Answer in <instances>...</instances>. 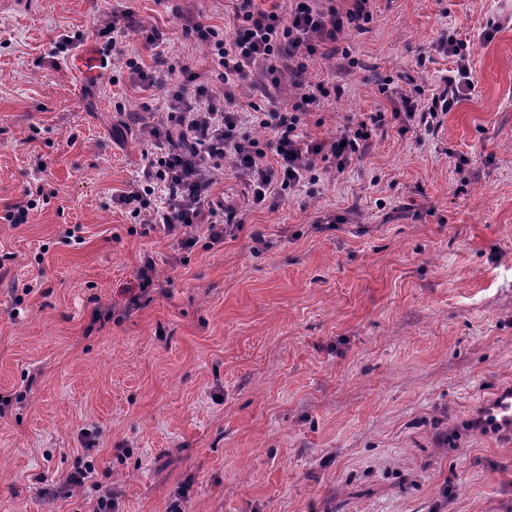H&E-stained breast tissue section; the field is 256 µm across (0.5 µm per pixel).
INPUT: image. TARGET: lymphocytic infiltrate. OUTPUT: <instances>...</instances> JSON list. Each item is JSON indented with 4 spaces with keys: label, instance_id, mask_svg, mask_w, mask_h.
<instances>
[{
    "label": "lymphocytic infiltrate",
    "instance_id": "f902f5d3",
    "mask_svg": "<svg viewBox=\"0 0 512 512\" xmlns=\"http://www.w3.org/2000/svg\"><path fill=\"white\" fill-rule=\"evenodd\" d=\"M232 2L222 27L206 23L202 13L172 10L182 36L197 41L210 60L201 71L169 64L157 48L172 34L156 26L140 28L154 50L151 61L129 54L126 34L138 28L130 8L113 7L97 30L104 52L125 65L141 90L167 89L163 120H147L152 106L145 101L133 115L145 145L143 163L131 188L114 202L175 241L180 251L203 237L222 243L241 230L239 212L214 192L225 167L245 179L257 207L270 196L316 184L327 173L344 172L385 121L377 112L320 139L304 129L306 116L320 111L332 94L323 82L308 80L312 60L336 56L351 31L365 30L373 0H352L345 10L336 0H277L267 9L256 0ZM437 49L452 62L446 85L437 93L418 84L400 93L393 116L401 120L402 132L433 130L441 115L476 88L467 40L446 31ZM249 77L265 88L295 87L296 93L285 108L253 102L241 109L242 84ZM257 128L270 130V137H253Z\"/></svg>",
    "mask_w": 512,
    "mask_h": 512
}]
</instances>
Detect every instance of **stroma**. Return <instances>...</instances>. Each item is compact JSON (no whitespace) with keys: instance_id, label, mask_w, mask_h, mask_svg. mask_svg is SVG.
<instances>
[{"instance_id":"obj_1","label":"stroma","mask_w":512,"mask_h":512,"mask_svg":"<svg viewBox=\"0 0 512 512\" xmlns=\"http://www.w3.org/2000/svg\"><path fill=\"white\" fill-rule=\"evenodd\" d=\"M112 4L0 0V206L45 196L0 222V512H93L105 487L118 512H512V438L474 423L512 386V0H376L347 57L310 64L343 89L310 134L391 112L401 74L444 88V29L472 47L473 94L428 133L387 120L294 198L246 208L225 172L243 230L177 267L112 202L144 150L116 105L166 87L50 54L63 30L101 49ZM127 5L126 45L150 60L140 29L171 8ZM147 256L172 283L127 310ZM82 460L84 486L45 495ZM41 187H36V196L40 195ZM30 188L24 190L22 198L16 199L13 203L5 205L4 216H0V219L8 222L9 224H25L28 223L29 214L37 207L36 199H33L35 195Z\"/></svg>"}]
</instances>
